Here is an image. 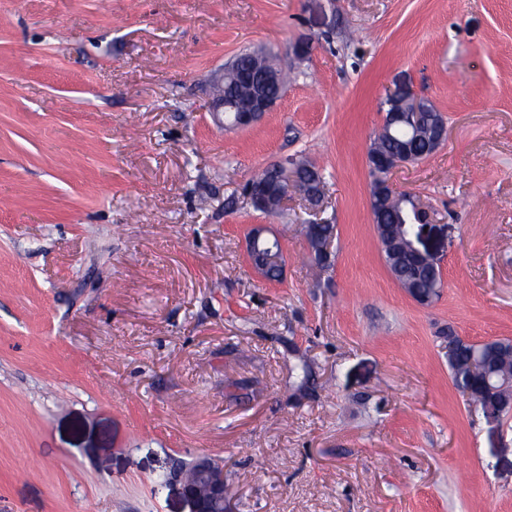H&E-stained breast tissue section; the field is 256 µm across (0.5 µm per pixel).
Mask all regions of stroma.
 I'll list each match as a JSON object with an SVG mask.
<instances>
[{
	"mask_svg": "<svg viewBox=\"0 0 512 512\" xmlns=\"http://www.w3.org/2000/svg\"><path fill=\"white\" fill-rule=\"evenodd\" d=\"M257 48L292 80L224 129L200 80ZM398 87L449 127L390 179L444 227L426 306L370 208ZM292 157L320 214L255 211ZM452 331L512 340V0H0V512H190L167 475L201 456L227 512H512V415L469 407ZM276 103L277 102H270L263 97L256 98L252 104L241 108L238 119H235L233 122H228L225 118V127L233 129L246 128L260 120L265 115V112L271 111ZM311 168H304L305 171L304 178H300L299 181H294L293 188L304 195L308 194L309 189L316 188L317 185L322 184L323 177L321 173L315 169L313 166L309 165ZM309 182H314L315 185H309ZM325 195L323 186L320 185L318 189L311 191L307 196L306 200L311 206L312 211L317 214L322 210L323 201ZM277 245L281 246V240L279 236L273 232L270 225H251L247 240L248 254L260 252L262 250L272 253ZM252 262L257 271L265 277L267 281L277 282L281 280L280 277L274 275L272 272L278 267H283L284 259L282 253H272L265 255L264 257H257Z\"/></svg>",
	"mask_w": 512,
	"mask_h": 512,
	"instance_id": "stroma-1",
	"label": "stroma"
}]
</instances>
